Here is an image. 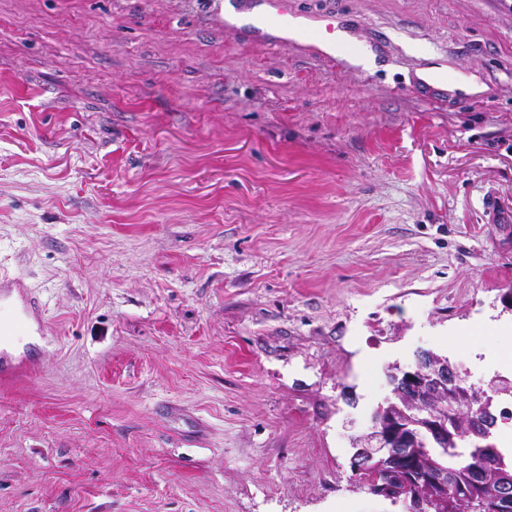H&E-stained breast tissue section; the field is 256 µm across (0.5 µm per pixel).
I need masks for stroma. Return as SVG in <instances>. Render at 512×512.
I'll list each match as a JSON object with an SVG mask.
<instances>
[{
	"instance_id": "35a3bbf8",
	"label": "stroma",
	"mask_w": 512,
	"mask_h": 512,
	"mask_svg": "<svg viewBox=\"0 0 512 512\" xmlns=\"http://www.w3.org/2000/svg\"><path fill=\"white\" fill-rule=\"evenodd\" d=\"M290 4L375 69L215 0H0V283L38 336L0 512H403L351 480L388 367L512 382V0ZM221 4L220 19L224 27L252 33L265 43L282 47L302 45L308 38L313 40V51L325 60L347 64V58L359 55L360 48L346 40L342 33L348 32L337 14H321L317 24L309 29L297 20L298 13L288 9V0H230L239 10H251L254 5H264L265 10L257 19L242 24H233L224 17V2ZM249 6L242 8L241 4ZM291 20V21H290Z\"/></svg>"
}]
</instances>
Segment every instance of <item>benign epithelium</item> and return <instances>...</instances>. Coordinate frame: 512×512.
<instances>
[{
	"instance_id": "1",
	"label": "benign epithelium",
	"mask_w": 512,
	"mask_h": 512,
	"mask_svg": "<svg viewBox=\"0 0 512 512\" xmlns=\"http://www.w3.org/2000/svg\"><path fill=\"white\" fill-rule=\"evenodd\" d=\"M392 402L387 411L373 421L371 430L353 439L355 451L351 457L352 472L359 475L373 464H380L396 448H408L417 443L419 432L433 442L448 437V418L463 423L466 434L480 439L491 428L492 418L471 419L460 414L455 403L459 399V375L450 361L426 349L416 351L413 371L388 373ZM488 464L484 476L497 483L493 498L480 499L474 512H512V472L493 461L494 449L482 447ZM405 471L414 482V493L405 498V512H428L431 495L439 492L448 498L453 477L440 473L435 479L418 475L413 454L406 453Z\"/></svg>"
}]
</instances>
